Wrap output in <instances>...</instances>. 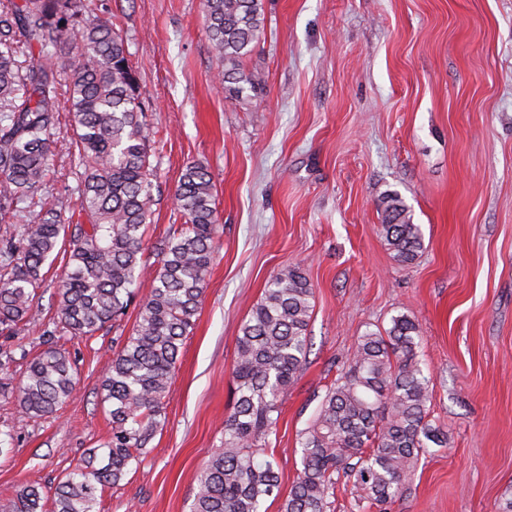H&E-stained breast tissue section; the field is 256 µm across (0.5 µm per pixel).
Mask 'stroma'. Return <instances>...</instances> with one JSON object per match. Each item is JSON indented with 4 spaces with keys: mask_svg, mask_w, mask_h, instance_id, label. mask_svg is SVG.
Returning <instances> with one entry per match:
<instances>
[{
    "mask_svg": "<svg viewBox=\"0 0 512 512\" xmlns=\"http://www.w3.org/2000/svg\"><path fill=\"white\" fill-rule=\"evenodd\" d=\"M111 19L137 71L154 166L147 244L180 224L187 166L212 176L219 229L195 325L178 356L166 423L98 512H191L201 466L224 439L235 338L268 281L298 264L314 286L311 349L267 451L279 512L301 467L297 435L359 336L400 314L420 325L430 412L448 445L416 464L388 512H495L512 494V0H264L241 62L242 98L216 82L203 0H85ZM59 206L77 180L61 116ZM397 192L424 248L396 260L378 199ZM68 341L77 397L31 419L0 392V504L52 493L111 434L101 377L136 324Z\"/></svg>",
    "mask_w": 512,
    "mask_h": 512,
    "instance_id": "obj_1",
    "label": "stroma"
}]
</instances>
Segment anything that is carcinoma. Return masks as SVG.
I'll use <instances>...</instances> for the list:
<instances>
[{"instance_id": "1", "label": "carcinoma", "mask_w": 512, "mask_h": 512, "mask_svg": "<svg viewBox=\"0 0 512 512\" xmlns=\"http://www.w3.org/2000/svg\"><path fill=\"white\" fill-rule=\"evenodd\" d=\"M204 10L211 51L224 62L219 84L239 95L250 82L240 62L263 29V0H204ZM83 12V0H0V336L38 321L42 270L61 251L67 272L45 336L88 338L115 325L149 270L151 291L103 372L112 423L104 464L96 466L93 450L51 497L23 486L0 512H46L48 501L52 512H98L97 492L119 485L139 464L164 427L165 398L219 228L210 173L190 165L174 194L185 223L143 247L154 167L136 70L112 21L87 20ZM63 93L74 121L69 154L80 201L69 215L38 195L51 177ZM378 209L394 257L415 261L423 235L402 198L386 193ZM313 299V284L295 265L268 282L241 326L223 444L203 464L191 512H262L267 498L279 496L278 473L260 455L277 435L281 398L306 361ZM419 340L418 322L404 314L358 338L299 435L301 469L280 512H327L342 479L353 483L361 508L387 512L419 458L433 445H448L430 417L431 377L417 359ZM0 388L16 392L27 416H50L76 396L70 355L50 345Z\"/></svg>"}]
</instances>
